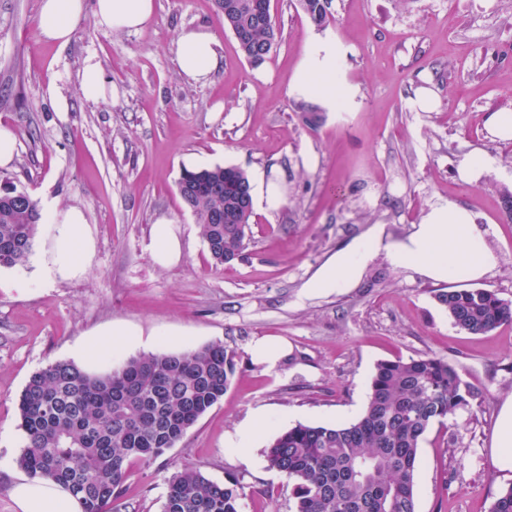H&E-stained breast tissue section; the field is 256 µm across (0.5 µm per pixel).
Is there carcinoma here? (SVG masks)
Wrapping results in <instances>:
<instances>
[{"mask_svg":"<svg viewBox=\"0 0 512 512\" xmlns=\"http://www.w3.org/2000/svg\"><path fill=\"white\" fill-rule=\"evenodd\" d=\"M250 2L216 0L224 27L236 34L249 62L266 59L277 38L273 23L250 13ZM325 2L301 5L318 27L330 21ZM184 174L200 186L180 197L196 216L212 259L232 262L244 249L253 214L247 176L222 166ZM216 210L224 212V223H211ZM41 223L31 197L0 199V267L27 262ZM435 299L454 327L469 334L512 323V304L484 288H441ZM235 368L234 354L222 345L141 354L94 374L71 362L47 364L19 396L18 428L26 442L18 465L32 478L63 485L82 512H114L133 467L175 447L224 398ZM479 398L481 392L437 355L380 361L360 418L294 425L265 448L267 468L293 484L296 512H416L425 434ZM243 496L239 480L220 484L186 467L168 481L162 512H240ZM490 512H512V486L499 493Z\"/></svg>","mask_w":512,"mask_h":512,"instance_id":"obj_1","label":"carcinoma"}]
</instances>
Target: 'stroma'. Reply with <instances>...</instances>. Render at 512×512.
<instances>
[{
    "label": "stroma",
    "mask_w": 512,
    "mask_h": 512,
    "mask_svg": "<svg viewBox=\"0 0 512 512\" xmlns=\"http://www.w3.org/2000/svg\"><path fill=\"white\" fill-rule=\"evenodd\" d=\"M41 0H0V125L19 153L0 184L35 201L83 210L96 253L79 278L46 272L48 225L37 227L25 265L0 268V512H18L10 488L23 474L17 400L30 375L55 361L78 362L87 335L113 333L99 368L149 352L219 344L235 353L223 399L174 448L135 468L118 512H161L169 478L187 466L209 479H239L241 512H295L287 480L267 467L264 449L302 423L347 424L365 410L378 362L444 357L482 393L455 424L433 425L419 452L416 512H490L512 471L492 457L493 429L512 396V324L471 335L437 303V281L392 268L376 256L340 293L307 283L338 251L377 224L404 239L440 197L491 225L497 269L480 280L512 302V142L491 141L483 123L512 112V0H331L322 31L344 48L338 64L352 102L324 111L317 128L291 90L295 66L320 29L298 0H272L281 38L251 66L224 27L215 0H156L152 24L113 32L93 16L67 47L43 39ZM206 27L221 42L220 69L206 84L185 80L174 61L181 31ZM96 57L112 96L80 92L87 57ZM429 89L435 106L415 101ZM67 111H59V100ZM482 150L494 164L473 185L456 165ZM206 166L261 168L285 197L254 211L242 260H212L177 182L184 158ZM176 225L180 263H154L151 230ZM261 336L288 343L272 370L252 362ZM271 415L251 458L226 448L228 434L256 409Z\"/></svg>",
    "instance_id": "1"
}]
</instances>
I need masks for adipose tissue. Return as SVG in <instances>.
Instances as JSON below:
<instances>
[{
	"label": "adipose tissue",
	"mask_w": 512,
	"mask_h": 512,
	"mask_svg": "<svg viewBox=\"0 0 512 512\" xmlns=\"http://www.w3.org/2000/svg\"><path fill=\"white\" fill-rule=\"evenodd\" d=\"M155 0H41L40 29L45 40L67 46L86 11L98 24L115 32H138L155 15ZM220 42L209 30H186L175 42V61L189 81L208 82L221 66ZM338 48L332 37L317 39L300 58L295 71L299 95L327 109L347 103L352 95L336 75ZM45 221L53 230L47 271L69 280L83 275L94 255L95 243L83 211L76 207L50 208ZM384 255L397 269H412L436 281L470 282L496 269L499 258L487 241L476 214L456 201L441 198L430 205L405 240H389L382 226H374L337 253L308 283L312 291L332 293L357 283L364 268ZM19 512H81V506L60 486L38 478H22L12 488Z\"/></svg>",
	"instance_id": "adipose-tissue-1"
}]
</instances>
